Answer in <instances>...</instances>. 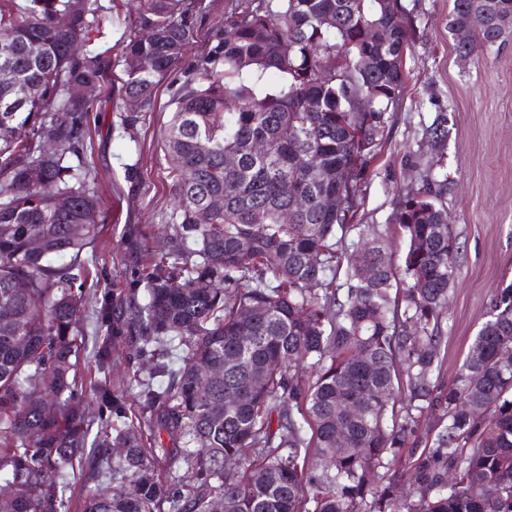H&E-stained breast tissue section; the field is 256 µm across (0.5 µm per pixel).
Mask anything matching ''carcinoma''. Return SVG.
Masks as SVG:
<instances>
[{
    "instance_id": "obj_1",
    "label": "carcinoma",
    "mask_w": 512,
    "mask_h": 512,
    "mask_svg": "<svg viewBox=\"0 0 512 512\" xmlns=\"http://www.w3.org/2000/svg\"><path fill=\"white\" fill-rule=\"evenodd\" d=\"M0 10V512H59L68 475L104 467L110 491L83 486V512H512V285L492 300L463 364L439 385L443 323L457 274L447 184L397 194L407 240L356 224L358 192L406 80L411 22L380 0L235 4L198 37V0H144L122 41L120 125L134 131L159 82L178 70L163 152L174 207L167 248L150 255L145 300L95 298L91 354L101 402L117 337L182 350L144 385L152 433L130 427L87 443L72 400L84 335L82 258L101 234L81 159L109 62L100 0H8ZM65 13L70 24L56 25ZM386 37L374 39L373 29ZM448 28L472 58L512 35V0H452ZM147 31L150 36H142ZM292 45L290 53L281 50ZM150 68H142L143 61ZM273 71L280 83L263 88ZM77 82L86 98L65 90ZM237 109L226 115L228 99ZM368 111L358 112L362 100ZM265 141L267 154L251 153ZM308 156L298 169L294 159ZM237 156V165L224 157ZM341 191L339 210L323 199ZM70 197L69 209L57 205ZM219 197L211 222L197 213ZM292 220L283 223L282 215ZM39 248L33 247L34 241ZM317 261H312V258ZM374 266L377 275L365 276ZM218 376L200 385V372ZM433 434L418 433L430 409ZM345 435V444L336 438ZM422 448L404 456L406 448ZM121 448L119 457L112 449ZM181 461L169 489L160 458ZM482 491L477 493L474 487Z\"/></svg>"
}]
</instances>
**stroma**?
Returning a JSON list of instances; mask_svg holds the SVG:
<instances>
[{"label": "stroma", "mask_w": 512, "mask_h": 512, "mask_svg": "<svg viewBox=\"0 0 512 512\" xmlns=\"http://www.w3.org/2000/svg\"><path fill=\"white\" fill-rule=\"evenodd\" d=\"M413 22L406 55L405 88L394 111L386 115L379 149L360 191L357 223L377 225L389 237L387 257L400 264L405 241L392 222L393 199L399 189H420L422 168L436 180L449 181L444 199L448 222L459 249V271L442 340L445 361L442 383H450L473 336L485 320L492 298L512 284V40L484 57L461 61L448 30L452 0H402ZM142 0H114L105 25L112 76L122 73L118 41ZM173 76L157 88L156 107L146 113L134 133L120 126L111 85L100 97L105 109L89 115L86 161L90 184L101 197L103 230L87 258L93 259L102 283L114 292H128L143 266L128 246V231L140 230L144 245L162 250L163 224L174 203L172 182L160 150L169 119ZM445 118L447 135L440 146L424 139L426 129ZM136 164L137 177L125 176ZM163 345L124 337L112 356V385L126 415L142 423L138 433L149 436L150 410L141 395L162 358ZM77 370L83 388L77 402L85 413L90 435L100 433L111 417L93 386L99 374L89 351H82Z\"/></svg>", "instance_id": "35a3bbf8"}]
</instances>
